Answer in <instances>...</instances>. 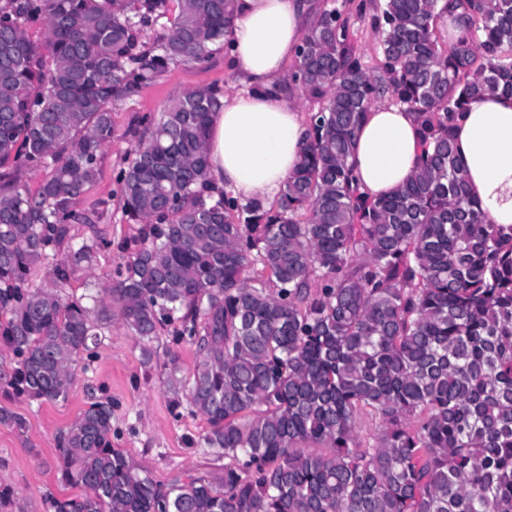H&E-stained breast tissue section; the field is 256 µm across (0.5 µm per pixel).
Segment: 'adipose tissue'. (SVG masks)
<instances>
[{"instance_id": "obj_1", "label": "adipose tissue", "mask_w": 512, "mask_h": 512, "mask_svg": "<svg viewBox=\"0 0 512 512\" xmlns=\"http://www.w3.org/2000/svg\"><path fill=\"white\" fill-rule=\"evenodd\" d=\"M315 16L314 0H237L228 33L235 83L211 117L207 155L213 181L240 200L272 205L296 165L307 118L279 88ZM454 142L470 197L490 223L512 225V97L473 102ZM419 144L410 112L386 101L371 107L350 158L365 195L401 186L418 164Z\"/></svg>"}]
</instances>
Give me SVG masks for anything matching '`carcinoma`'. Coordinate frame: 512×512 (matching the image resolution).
<instances>
[{
	"instance_id": "cac0c4a2",
	"label": "carcinoma",
	"mask_w": 512,
	"mask_h": 512,
	"mask_svg": "<svg viewBox=\"0 0 512 512\" xmlns=\"http://www.w3.org/2000/svg\"><path fill=\"white\" fill-rule=\"evenodd\" d=\"M166 2L0 0V345L17 358L11 388L53 403L114 306L146 365L162 330L194 344L202 360L188 384L170 370V405L206 417L224 474L156 483L112 447V401L94 398L58 438L60 480L81 494L49 497L47 512H512V225L488 223L469 197L453 141L470 103L512 96V0L320 14L280 87L318 109L269 209L210 179L221 88L184 92L133 128L117 183L138 234L94 312L64 288L94 247L112 246L97 230L77 245L71 226L105 216L75 204L98 179L113 109L230 48L236 0H180L143 41ZM449 10L465 27L452 46L438 27ZM366 21L379 35L372 66L352 34ZM385 97L412 112L422 153L372 199L349 159ZM62 247L57 290L30 288ZM363 412L380 421L369 444Z\"/></svg>"
}]
</instances>
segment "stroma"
<instances>
[{"label":"stroma","instance_id":"1","mask_svg":"<svg viewBox=\"0 0 512 512\" xmlns=\"http://www.w3.org/2000/svg\"><path fill=\"white\" fill-rule=\"evenodd\" d=\"M226 58L221 50L208 62L171 67L160 81L114 109V135L101 156L100 177L79 206L89 209L107 203L104 229L115 242L136 235L138 230L123 216L117 184L124 159L135 145L129 133L131 126L142 118L157 116L174 95L208 85H228L231 73ZM124 260V253L116 246L98 249L92 261L75 274L67 295L78 298L110 286ZM151 347L153 361L143 365L136 337L121 322L112 321L91 343L88 355L75 364L67 399L56 403H41L14 393L8 380L16 359L0 347V408L26 420L22 433L0 424V489L10 492L0 512H46L47 495H74V488L57 477V438L94 397L112 401L113 446L122 449L155 482L165 484L180 474L223 473V458L203 443L209 430L206 417L187 412L177 418L171 412L169 369L177 367L180 378H191L200 362L195 346L172 344L163 332L153 339Z\"/></svg>","mask_w":512,"mask_h":512}]
</instances>
